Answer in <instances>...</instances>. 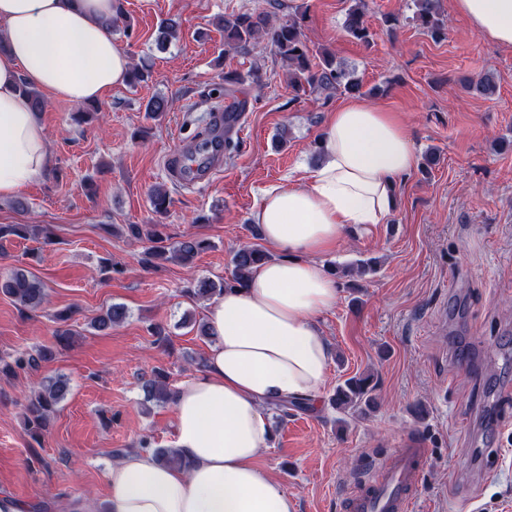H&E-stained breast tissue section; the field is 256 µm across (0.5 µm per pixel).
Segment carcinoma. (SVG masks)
Here are the masks:
<instances>
[{
  "label": "carcinoma",
  "mask_w": 512,
  "mask_h": 512,
  "mask_svg": "<svg viewBox=\"0 0 512 512\" xmlns=\"http://www.w3.org/2000/svg\"><path fill=\"white\" fill-rule=\"evenodd\" d=\"M414 6L413 20L431 38L442 37L447 20L441 11L440 0H414ZM366 12V0H349L344 30L354 39L368 45L372 40V33L367 25ZM302 22L303 17L295 16L284 23L276 24L272 12L259 5L220 19V24L224 27L226 51L247 53L250 48L261 43L270 46L273 54L288 66V88L293 92V99L297 100L313 92H325L329 95L362 93V81L355 75V71L336 62L335 56L327 49L321 48L313 54L310 53ZM314 56L322 60L316 67L311 61ZM247 82L257 87L262 86L261 68L252 67L244 74L237 70L224 72L225 95L233 98V102L227 105V111L247 110L249 100L236 97L239 87ZM464 88L470 94L489 97L496 92V83L491 75L483 74L465 79ZM150 202L153 210L162 214L167 210L170 198L166 190L155 187L150 191ZM127 228L134 238L150 243L144 252V261L151 266L157 261L168 260L190 266L200 253L211 247L210 242L189 236L170 249L163 245L164 238L154 224H129ZM31 229L33 226L29 224H0V240L10 236L25 238ZM268 258L267 252L258 245L243 246L232 256L233 270L230 279L218 284L206 278L194 279L182 293L192 301L214 300L223 296L225 289L243 285L250 272ZM0 293L30 310L39 309L46 298L43 283L23 268H16L0 278ZM126 317L127 309L115 304L94 320L93 328L104 331L123 322ZM53 357L54 351L51 348L40 347L33 353L18 354L10 362L0 358V374L11 376L19 370H33ZM141 388L147 402L167 403L174 399L175 390L168 382V375L161 369L153 370L149 377L143 379ZM375 390L376 384L372 376H352L336 387L332 405L337 411L351 417L362 416L374 403ZM69 392L70 381L63 375L48 378L33 392L24 406L25 422L33 439L41 437L50 415L66 399Z\"/></svg>",
  "instance_id": "1"
}]
</instances>
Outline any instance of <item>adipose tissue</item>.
<instances>
[{"label": "adipose tissue", "instance_id": "obj_1", "mask_svg": "<svg viewBox=\"0 0 512 512\" xmlns=\"http://www.w3.org/2000/svg\"><path fill=\"white\" fill-rule=\"evenodd\" d=\"M114 0H0V198L47 173L51 153L19 85L80 105L124 84L131 58L112 38ZM474 29L512 47V0H456ZM321 158L294 184L267 189L251 221L274 258L242 288L210 303L205 367L179 382L174 447L185 465L138 449L108 473L109 512H298L296 498L259 463L273 430L268 407L317 398L331 363L318 318L338 297L323 257L352 229L386 223L399 178L417 158L406 124L364 99L333 112Z\"/></svg>", "mask_w": 512, "mask_h": 512}]
</instances>
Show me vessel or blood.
I'll use <instances>...</instances> for the list:
<instances>
[{
    "label": "vessel or blood",
    "mask_w": 512,
    "mask_h": 512,
    "mask_svg": "<svg viewBox=\"0 0 512 512\" xmlns=\"http://www.w3.org/2000/svg\"><path fill=\"white\" fill-rule=\"evenodd\" d=\"M243 120V113L227 112L220 106L213 108L208 113L204 137L212 139L226 129L237 135L243 134ZM213 159V154L208 153L191 163L175 150L167 157L168 172L176 181L188 185L202 184L214 171ZM425 459L424 449L413 446L398 449L344 498L345 512H412L414 488Z\"/></svg>",
    "instance_id": "obj_1"
}]
</instances>
